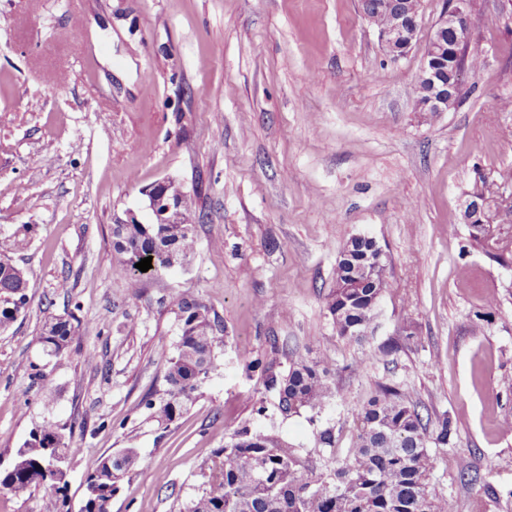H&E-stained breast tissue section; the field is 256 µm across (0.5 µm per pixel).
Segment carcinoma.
Segmentation results:
<instances>
[{"mask_svg":"<svg viewBox=\"0 0 512 512\" xmlns=\"http://www.w3.org/2000/svg\"><path fill=\"white\" fill-rule=\"evenodd\" d=\"M168 193L181 204L179 224H114L112 257L128 276L135 292L143 278L159 276L182 266L196 247V202L181 183L169 180ZM14 242L0 240V330L8 329L28 302L24 270L10 256ZM369 255L366 245L350 238L336 260L335 288L326 307L336 334L353 338L349 328L368 330L377 318V301L390 287L388 268L369 264L370 274L359 270ZM152 257V268L140 271L135 264ZM180 329L174 355L164 375L162 395L146 394L141 404L163 429L179 418L195 393L216 368L224 352V337L216 317L193 294L176 301ZM74 316L49 320L40 336L46 356L66 358L78 341ZM248 368L260 372L265 390L275 394L276 412L288 418L308 410L316 422L334 396V370L326 360L297 352L288 368L273 360L255 358ZM355 436L344 460L327 463L320 471L306 465L288 441L248 425L235 429L224 449L214 453L211 478L186 506V512H453V505L431 480L434 468L428 445L446 446L456 433L448 414L438 415L410 401L395 383L379 382L353 415ZM317 448L336 447L332 425L315 431ZM66 456L71 444L59 427L46 422L23 445V464L0 471V494L17 483L24 490L46 487L59 494L67 487L62 470L47 472L49 449ZM139 463L135 449L101 459L88 476L79 512H110L118 480Z\"/></svg>","mask_w":512,"mask_h":512,"instance_id":"carcinoma-1","label":"carcinoma"}]
</instances>
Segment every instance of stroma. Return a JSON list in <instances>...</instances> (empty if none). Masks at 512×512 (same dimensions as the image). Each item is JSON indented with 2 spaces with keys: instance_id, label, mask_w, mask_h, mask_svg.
<instances>
[{
  "instance_id": "obj_1",
  "label": "stroma",
  "mask_w": 512,
  "mask_h": 512,
  "mask_svg": "<svg viewBox=\"0 0 512 512\" xmlns=\"http://www.w3.org/2000/svg\"><path fill=\"white\" fill-rule=\"evenodd\" d=\"M443 6L422 0L418 40L394 60L358 0H0V237L16 241L29 297L0 331V469L48 420L75 449L66 498L0 494V512H78L101 457L125 448L140 463L111 512H183L211 452L248 422L322 466L307 415L252 412L275 398L246 364L275 345L335 368L319 420L339 432L336 459L355 410L392 381L456 424L451 444L429 448L454 512H512V210L493 225L496 248L462 220L481 181L512 193V108L489 106L512 100V0H473L482 65L450 110L418 112ZM164 178L196 196V248L134 293L112 224L130 211L152 223L141 190ZM357 234L377 240L393 283L359 342L326 311ZM181 292L218 317L224 354L162 430L141 400L164 386ZM70 312L80 342L57 362L39 338ZM364 352L375 362L351 371Z\"/></svg>"
}]
</instances>
